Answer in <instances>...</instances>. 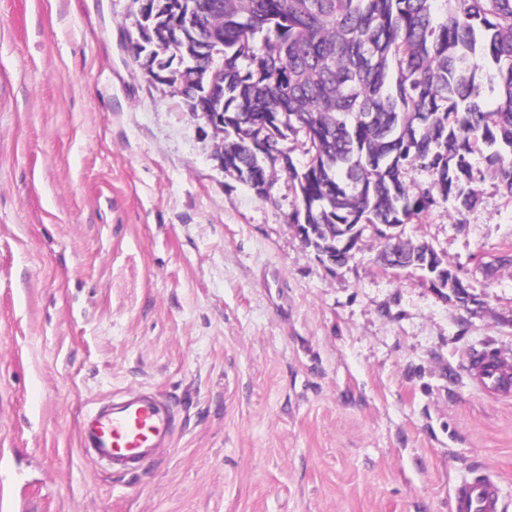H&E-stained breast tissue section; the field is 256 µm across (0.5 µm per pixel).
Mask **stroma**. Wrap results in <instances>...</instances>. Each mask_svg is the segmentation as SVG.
<instances>
[{"label": "stroma", "mask_w": 512, "mask_h": 512, "mask_svg": "<svg viewBox=\"0 0 512 512\" xmlns=\"http://www.w3.org/2000/svg\"><path fill=\"white\" fill-rule=\"evenodd\" d=\"M133 0H0V448L17 512H451L482 469L512 512V402L468 357L512 355V198L474 183L403 237L471 283L464 306L346 265L224 172L219 137L129 47ZM151 388L178 429L131 475L85 455L93 403Z\"/></svg>", "instance_id": "stroma-1"}]
</instances>
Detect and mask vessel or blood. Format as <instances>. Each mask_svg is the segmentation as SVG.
<instances>
[{
  "label": "vessel or blood",
  "mask_w": 512,
  "mask_h": 512,
  "mask_svg": "<svg viewBox=\"0 0 512 512\" xmlns=\"http://www.w3.org/2000/svg\"><path fill=\"white\" fill-rule=\"evenodd\" d=\"M469 368L476 390L500 400L512 399V358L502 353L479 355ZM175 413L156 391H126L101 400L84 412L79 423L80 446L101 468L133 474L171 448ZM498 478L488 472L458 481L451 512H504Z\"/></svg>",
  "instance_id": "b4317fda"
}]
</instances>
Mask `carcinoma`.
Listing matches in <instances>:
<instances>
[{
    "mask_svg": "<svg viewBox=\"0 0 512 512\" xmlns=\"http://www.w3.org/2000/svg\"><path fill=\"white\" fill-rule=\"evenodd\" d=\"M224 42V134L237 167L267 177L250 141L276 122L303 160L290 223L409 224L440 202L472 209L480 157L512 198V0H210ZM497 91L484 103L482 76ZM420 167L432 184L414 189Z\"/></svg>",
    "mask_w": 512,
    "mask_h": 512,
    "instance_id": "1",
    "label": "carcinoma"
}]
</instances>
